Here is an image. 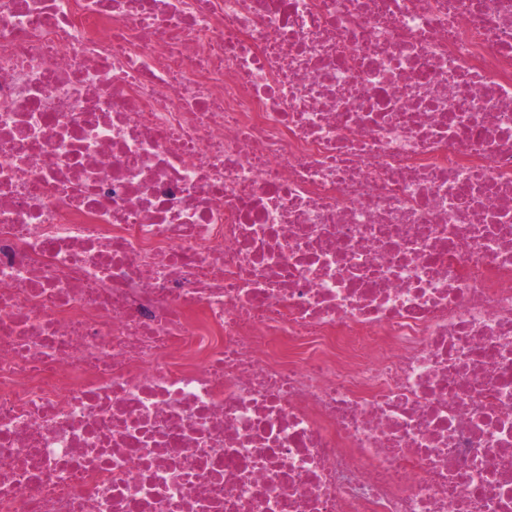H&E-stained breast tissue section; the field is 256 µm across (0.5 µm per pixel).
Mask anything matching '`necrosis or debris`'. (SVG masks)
<instances>
[{
  "mask_svg": "<svg viewBox=\"0 0 512 512\" xmlns=\"http://www.w3.org/2000/svg\"><path fill=\"white\" fill-rule=\"evenodd\" d=\"M0 512H512V0H0Z\"/></svg>",
  "mask_w": 512,
  "mask_h": 512,
  "instance_id": "1",
  "label": "necrosis or debris"
}]
</instances>
